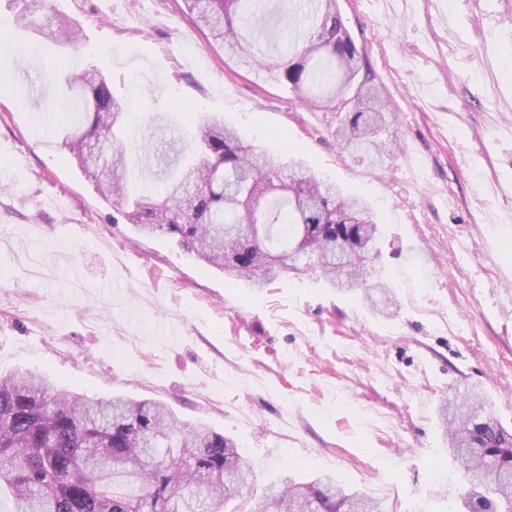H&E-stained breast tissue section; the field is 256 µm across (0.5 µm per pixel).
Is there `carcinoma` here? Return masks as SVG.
I'll return each instance as SVG.
<instances>
[{"instance_id":"obj_1","label":"carcinoma","mask_w":512,"mask_h":512,"mask_svg":"<svg viewBox=\"0 0 512 512\" xmlns=\"http://www.w3.org/2000/svg\"><path fill=\"white\" fill-rule=\"evenodd\" d=\"M183 2L213 42L272 73L307 105L344 114L336 129L340 150L392 147L386 101L369 76L358 79L360 53L336 0H279L272 12L264 0ZM299 11L300 36L271 62L258 41L278 42L273 18L281 22ZM17 21L48 38L53 26L63 27L70 42L79 41L77 25L49 15L47 0H21ZM46 78L62 90L60 146L141 233L166 234L256 286L290 271H315L333 288L370 291L368 263L378 256L379 228L362 200L286 171L214 113L187 130L156 115L153 134L175 153L161 178L166 197L153 200L150 187L132 195L129 169L151 171L162 156L149 139L130 158L129 105L112 93V78L96 65ZM484 410L475 390L441 406L448 451L478 483L461 496V507L512 512V432ZM257 478L232 439L203 422L182 426L160 403L91 399L34 372L0 376V495L11 497L13 512H227L229 502H245ZM272 497L279 512H383L329 476L290 480Z\"/></svg>"}]
</instances>
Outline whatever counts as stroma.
Returning a JSON list of instances; mask_svg holds the SVG:
<instances>
[{"instance_id": "1", "label": "stroma", "mask_w": 512, "mask_h": 512, "mask_svg": "<svg viewBox=\"0 0 512 512\" xmlns=\"http://www.w3.org/2000/svg\"><path fill=\"white\" fill-rule=\"evenodd\" d=\"M53 4L77 46L43 44L0 0V373L206 421L258 467L247 512H276L269 484L317 475L385 512H455L465 466L442 402L477 389L512 428V0H337L393 115L394 153L359 161L336 146V113L232 58L182 0ZM55 57L104 67L139 136L157 112L220 113L362 198L388 294L292 272L259 289L139 233L51 131Z\"/></svg>"}]
</instances>
